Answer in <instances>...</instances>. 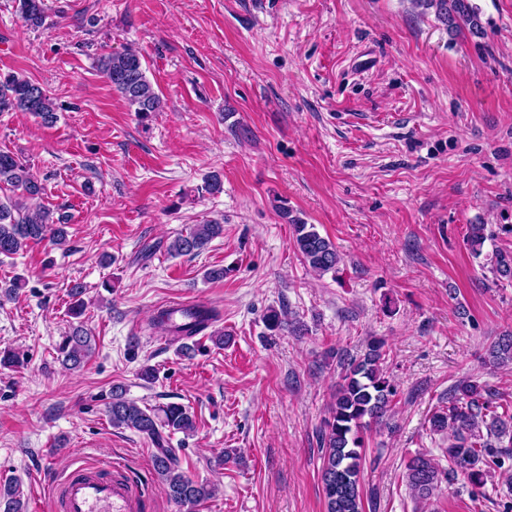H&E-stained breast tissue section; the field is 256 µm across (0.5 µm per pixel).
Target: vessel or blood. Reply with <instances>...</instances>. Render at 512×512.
I'll return each mask as SVG.
<instances>
[{
  "mask_svg": "<svg viewBox=\"0 0 512 512\" xmlns=\"http://www.w3.org/2000/svg\"><path fill=\"white\" fill-rule=\"evenodd\" d=\"M48 512H148L141 480L119 461L89 464L75 459L69 472L54 480Z\"/></svg>",
  "mask_w": 512,
  "mask_h": 512,
  "instance_id": "1",
  "label": "vessel or blood"
}]
</instances>
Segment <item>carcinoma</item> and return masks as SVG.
<instances>
[{"instance_id": "1", "label": "carcinoma", "mask_w": 512, "mask_h": 512, "mask_svg": "<svg viewBox=\"0 0 512 512\" xmlns=\"http://www.w3.org/2000/svg\"><path fill=\"white\" fill-rule=\"evenodd\" d=\"M424 11L434 10L448 30L464 26L473 34L482 33L478 8L472 0H410ZM16 10L32 29L45 22L42 0H15ZM99 69L112 89L141 118L164 108V99L147 78L142 56L134 51L115 53L99 60ZM0 112H28L51 124L56 119V105L47 92L26 76L0 73ZM0 185L12 188V194L0 197V256L9 258L29 244L49 239L54 244L67 240L65 225L46 208L33 207L29 201L42 195L43 186L30 168L14 154L0 152ZM283 218L293 230V246L304 263L324 275L336 270L341 262L334 243L322 236L315 225L290 216L288 208H280ZM224 226L217 223L196 224L169 244L174 256L199 253ZM474 255L482 252L484 225L472 224L468 235ZM188 323L173 326L169 312H157L156 322L176 336H196L219 320V312L201 306L187 313ZM385 341L376 337L367 340L363 351L352 355L346 351L331 354L336 359L340 383L336 397L328 408L320 427L322 448L321 481L326 512H364L363 480L366 463L364 433L370 425L390 427L389 417L396 389L382 368ZM62 363L73 370L81 367L93 353V336L81 325L72 327L58 348ZM484 360L493 367L512 365V336L493 339L487 346ZM112 426L134 430L156 446L152 462L170 500L184 506L194 505L212 497L211 485L195 481L180 467L171 448L164 447L163 432L189 433L195 430L194 414L183 405L171 403L141 407L125 397L120 385L112 386L108 406ZM435 431L449 429L452 439L444 456L448 470L435 459L416 453L405 464V478L412 495L428 499L446 481L459 482L479 497L492 472L502 468V453L485 436L501 440L512 434V413L496 401L495 393L486 385L461 380L448 397V408L430 419ZM0 512H25L20 483L9 479L0 483Z\"/></svg>"}]
</instances>
